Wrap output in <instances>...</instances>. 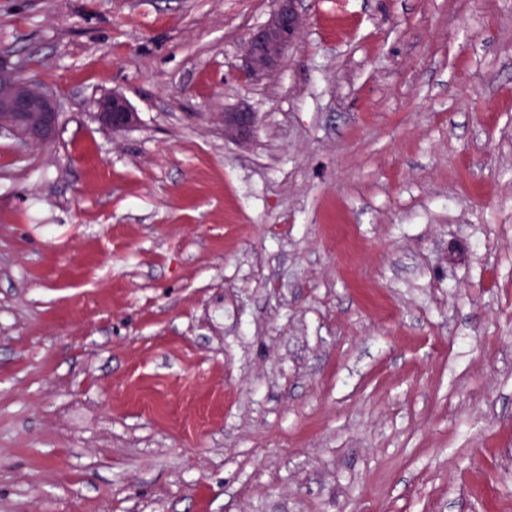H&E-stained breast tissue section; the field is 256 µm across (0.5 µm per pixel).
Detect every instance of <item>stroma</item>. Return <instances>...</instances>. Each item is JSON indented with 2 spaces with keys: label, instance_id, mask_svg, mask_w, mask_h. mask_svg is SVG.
I'll return each instance as SVG.
<instances>
[{
  "label": "stroma",
  "instance_id": "1",
  "mask_svg": "<svg viewBox=\"0 0 512 512\" xmlns=\"http://www.w3.org/2000/svg\"><path fill=\"white\" fill-rule=\"evenodd\" d=\"M270 9L0 0V512H512V0ZM299 0H272L266 22L247 42L241 70L260 81L279 69L285 54L295 46L304 25ZM58 127L56 98L22 79L16 65L0 58V133L36 145L55 138ZM95 120L103 128L118 133L135 126L138 122V114L132 110L122 93L112 91V95L98 102ZM257 114L245 103L224 112L222 123L227 138L244 142L249 140L257 129Z\"/></svg>",
  "mask_w": 512,
  "mask_h": 512
}]
</instances>
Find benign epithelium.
Segmentation results:
<instances>
[{
  "mask_svg": "<svg viewBox=\"0 0 512 512\" xmlns=\"http://www.w3.org/2000/svg\"><path fill=\"white\" fill-rule=\"evenodd\" d=\"M304 25L299 0H271L266 22L247 42L241 70L251 81H259L282 64L285 54L295 46ZM95 120L114 133L138 122L124 95L118 91L98 102ZM224 136L244 142L257 129V113L242 103L224 112ZM59 127L56 98L34 83L24 80L19 69L0 58V133L6 131L28 144L36 145L55 138Z\"/></svg>",
  "mask_w": 512,
  "mask_h": 512,
  "instance_id": "1",
  "label": "benign epithelium"
}]
</instances>
